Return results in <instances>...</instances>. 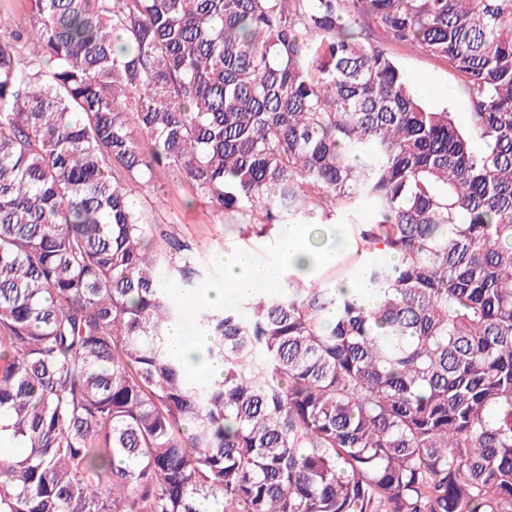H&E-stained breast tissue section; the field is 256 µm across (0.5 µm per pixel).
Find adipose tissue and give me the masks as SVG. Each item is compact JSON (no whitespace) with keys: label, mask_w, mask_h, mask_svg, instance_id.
Returning a JSON list of instances; mask_svg holds the SVG:
<instances>
[{"label":"adipose tissue","mask_w":512,"mask_h":512,"mask_svg":"<svg viewBox=\"0 0 512 512\" xmlns=\"http://www.w3.org/2000/svg\"><path fill=\"white\" fill-rule=\"evenodd\" d=\"M280 260L267 264L257 260L252 251L237 249L224 255V285L213 289L206 301L223 304L226 296L245 297L256 291L277 287L282 275L292 271L306 278L337 264L350 250L351 240L341 230L316 241L306 224H285L279 229Z\"/></svg>","instance_id":"adipose-tissue-1"}]
</instances>
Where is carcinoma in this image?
I'll use <instances>...</instances> for the list:
<instances>
[{
	"mask_svg": "<svg viewBox=\"0 0 512 512\" xmlns=\"http://www.w3.org/2000/svg\"><path fill=\"white\" fill-rule=\"evenodd\" d=\"M30 11L0 36V512H512V0ZM391 46L464 76L467 126ZM159 166L353 249L192 310L204 265L136 202ZM175 326L221 377L159 357Z\"/></svg>",
	"mask_w": 512,
	"mask_h": 512,
	"instance_id": "1",
	"label": "carcinoma"
}]
</instances>
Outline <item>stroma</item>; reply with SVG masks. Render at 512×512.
Segmentation results:
<instances>
[{"label": "stroma", "mask_w": 512, "mask_h": 512, "mask_svg": "<svg viewBox=\"0 0 512 512\" xmlns=\"http://www.w3.org/2000/svg\"><path fill=\"white\" fill-rule=\"evenodd\" d=\"M392 54L402 69L413 78L426 81L422 99L428 106L448 108L458 122L468 120L469 87L463 77L449 68L447 62L406 48H393ZM173 173L158 168L151 188L140 191L137 201L147 223L162 225L191 241L209 269L201 292L222 287L225 252L247 248L263 262L279 258L277 237L258 238L247 234L239 219L219 213L204 201L193 200L188 186H175Z\"/></svg>", "instance_id": "obj_1"}]
</instances>
